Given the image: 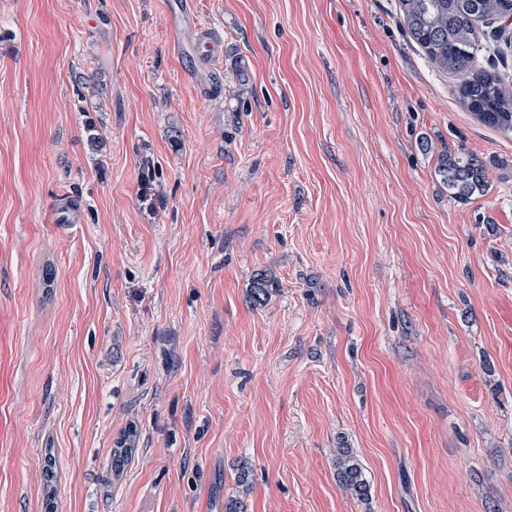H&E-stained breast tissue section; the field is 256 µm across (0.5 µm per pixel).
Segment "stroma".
<instances>
[{"mask_svg": "<svg viewBox=\"0 0 512 512\" xmlns=\"http://www.w3.org/2000/svg\"><path fill=\"white\" fill-rule=\"evenodd\" d=\"M174 2L0 0V512H512V134L397 0ZM437 173L441 183L448 187L450 197L458 200H466L487 187L488 167L474 154H442ZM273 284L274 281L268 274L264 272L257 273L250 285V301L255 305H262L267 302L271 295L270 290ZM133 435H128L125 439L116 442L115 448L112 449L110 458V470L113 477L119 479L129 465L132 458ZM336 481L339 487L350 493L353 499L367 503L370 499V484L365 479L361 465L351 448H338L336 456Z\"/></svg>", "mask_w": 512, "mask_h": 512, "instance_id": "1", "label": "stroma"}]
</instances>
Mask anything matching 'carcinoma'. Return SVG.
<instances>
[{"instance_id": "carcinoma-1", "label": "carcinoma", "mask_w": 512, "mask_h": 512, "mask_svg": "<svg viewBox=\"0 0 512 512\" xmlns=\"http://www.w3.org/2000/svg\"><path fill=\"white\" fill-rule=\"evenodd\" d=\"M400 22L429 62L452 75L464 108L480 123L501 132H512V77L493 66L478 63L483 27L512 16V0H399ZM450 197L466 200L487 187L488 167L470 153L448 152L437 168ZM272 278L260 272L251 282L250 301L262 305L271 295ZM133 436L116 442L110 458L113 477L120 478L132 458ZM46 481L56 484L59 464L46 450ZM336 481L361 503L370 499V484L349 448L338 449Z\"/></svg>"}]
</instances>
